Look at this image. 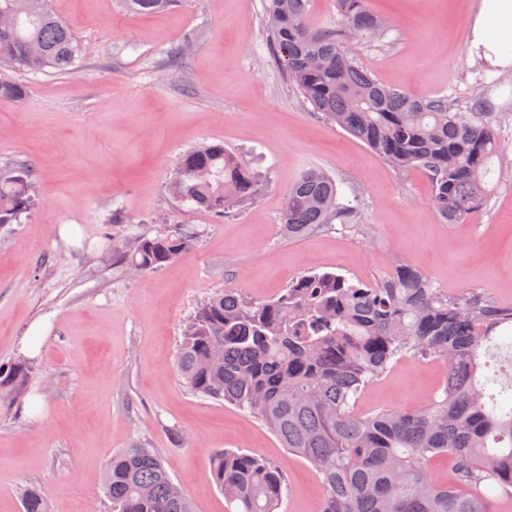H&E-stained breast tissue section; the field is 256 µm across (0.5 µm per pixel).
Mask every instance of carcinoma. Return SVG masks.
<instances>
[{
  "mask_svg": "<svg viewBox=\"0 0 512 512\" xmlns=\"http://www.w3.org/2000/svg\"><path fill=\"white\" fill-rule=\"evenodd\" d=\"M180 0H124L136 14L163 12ZM310 0H267L275 61L325 119L396 168L421 169L432 185L429 206L457 224L485 205L489 163L499 148L489 112H460L446 97H414L384 85L354 61L351 44L385 21L369 0H336L338 20L316 27ZM0 66L33 74H69L83 51L49 0H0ZM22 84L0 77V100L23 97ZM36 168L0 171V227L35 205ZM257 181L222 144L181 158L171 190L181 202L222 219L250 199ZM349 213L336 181L311 169L288 186L280 224L290 239ZM194 232L137 238L121 260L136 275L160 269L191 249ZM512 324V309L475 292L449 295L409 262L374 282L333 272L298 276L284 293L251 300L224 290L200 305L176 356L194 393L258 419L306 461L323 486L320 512H494L512 499V400L480 379L481 356ZM446 368L444 384L417 409L361 414V392L405 356ZM33 367L0 365V409L20 400ZM451 462L443 482L434 464ZM217 488L230 512H279L284 475L253 454L224 448L211 455ZM112 512H195L162 456L135 443L112 455L105 473ZM24 512H49L40 489Z\"/></svg>",
  "mask_w": 512,
  "mask_h": 512,
  "instance_id": "carcinoma-1",
  "label": "carcinoma"
}]
</instances>
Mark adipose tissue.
Here are the masks:
<instances>
[{
    "instance_id": "ef3b65f1",
    "label": "adipose tissue",
    "mask_w": 512,
    "mask_h": 512,
    "mask_svg": "<svg viewBox=\"0 0 512 512\" xmlns=\"http://www.w3.org/2000/svg\"><path fill=\"white\" fill-rule=\"evenodd\" d=\"M495 23L512 24V0H476L471 17L470 53L493 68H512V34L491 36Z\"/></svg>"
}]
</instances>
